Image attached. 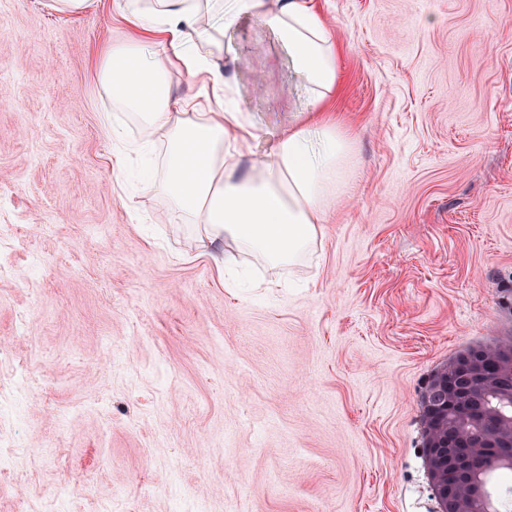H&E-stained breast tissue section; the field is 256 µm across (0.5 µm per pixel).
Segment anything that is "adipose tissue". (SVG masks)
Masks as SVG:
<instances>
[{
  "label": "adipose tissue",
  "instance_id": "ef3b65f1",
  "mask_svg": "<svg viewBox=\"0 0 512 512\" xmlns=\"http://www.w3.org/2000/svg\"><path fill=\"white\" fill-rule=\"evenodd\" d=\"M114 7L125 34L98 52V80L140 125L130 140L124 126L106 124L121 164L165 140L164 175L146 187L168 197L177 220L197 224L216 270L228 242L274 267L295 264L316 243L355 148L329 112L338 48L315 0H114ZM245 18L272 34L307 95L263 155L260 125L225 99L224 70L239 59L233 34ZM180 71L207 75L213 100L174 97Z\"/></svg>",
  "mask_w": 512,
  "mask_h": 512
}]
</instances>
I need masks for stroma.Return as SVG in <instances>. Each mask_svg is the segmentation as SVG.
<instances>
[{
    "label": "stroma",
    "mask_w": 512,
    "mask_h": 512,
    "mask_svg": "<svg viewBox=\"0 0 512 512\" xmlns=\"http://www.w3.org/2000/svg\"><path fill=\"white\" fill-rule=\"evenodd\" d=\"M356 142L312 252L234 288L112 165V0H0V344L40 371L0 411V512H436L422 395L512 336V0H316ZM235 102L306 106L242 20Z\"/></svg>",
    "instance_id": "1"
}]
</instances>
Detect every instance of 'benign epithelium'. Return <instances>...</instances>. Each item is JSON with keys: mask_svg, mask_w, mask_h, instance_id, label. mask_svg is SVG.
Segmentation results:
<instances>
[{"mask_svg": "<svg viewBox=\"0 0 512 512\" xmlns=\"http://www.w3.org/2000/svg\"><path fill=\"white\" fill-rule=\"evenodd\" d=\"M482 359L480 352L466 354L435 381L439 399L428 416L425 455L439 512H470V502L483 495L473 477L477 458L512 454V430L502 428L496 418L483 416L485 434L479 440L458 433L450 418L476 413L478 395L496 387V380L485 374Z\"/></svg>", "mask_w": 512, "mask_h": 512, "instance_id": "7a95c632", "label": "benign epithelium"}]
</instances>
